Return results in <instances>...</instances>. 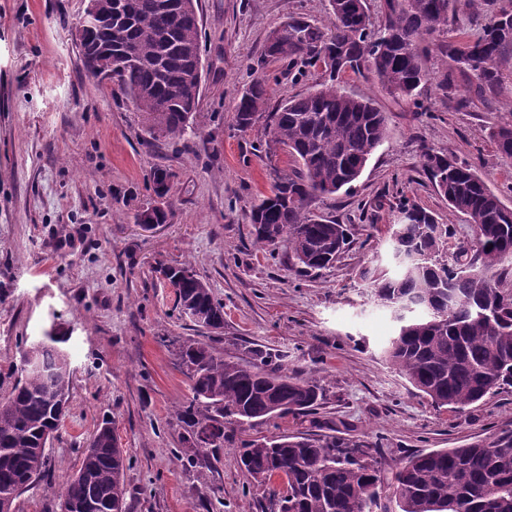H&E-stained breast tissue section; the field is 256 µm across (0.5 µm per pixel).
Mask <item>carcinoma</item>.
I'll return each mask as SVG.
<instances>
[{"instance_id":"obj_1","label":"carcinoma","mask_w":512,"mask_h":512,"mask_svg":"<svg viewBox=\"0 0 512 512\" xmlns=\"http://www.w3.org/2000/svg\"><path fill=\"white\" fill-rule=\"evenodd\" d=\"M488 0H386L377 30L366 0H329L331 19L319 27L291 18L269 38V60L322 69L331 83L290 97L265 111L268 85L255 80L240 95L235 126L245 132L264 124L258 152L276 173L270 194L248 216L257 245L271 252L282 244L306 270L336 261L348 229L308 210L311 199L349 188L359 179L387 134L386 113L353 96L336 80L366 65L394 97L411 98L428 80L424 59L428 38L460 11L479 14ZM495 7L469 39L441 47L452 66L440 85L448 110L461 109L455 74L491 90L499 83L496 60L512 49V0ZM84 48L106 62L94 75L118 85L135 103L146 131L156 140L182 137L198 97L193 59L200 55V20L192 0H118L112 21L84 33ZM498 152L512 158V125L490 132ZM299 164L278 174L280 153ZM422 167L448 208L466 216L475 238L460 244L448 261V225L414 204H403L394 245L416 249L421 259L396 273L368 270L374 296L393 313L398 330L384 350L386 359L438 409L461 411L490 394L512 387V208L502 203L466 161L431 149ZM168 266L176 306L182 316L210 326L224 325V305L203 280L178 279ZM38 364L26 371L10 395L0 400V512L35 486L48 455L44 435L58 430L62 413L54 396L70 395L67 355L56 346L36 349ZM192 399L177 409L189 440L205 449L224 447V424L240 429L274 418L301 415L322 399L319 385L288 371L267 353L241 363L216 354L204 340L179 347ZM284 408L270 409L271 398ZM242 469L253 479L277 475L287 492L279 512H373L379 489L393 488L399 512H512V429L492 433L459 448L411 455L385 479L371 446L333 434L279 435L241 442ZM126 459L117 448L112 423L104 422L82 450L80 466L66 482L69 512H126Z\"/></svg>"}]
</instances>
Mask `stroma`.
Returning a JSON list of instances; mask_svg holds the SVG:
<instances>
[{
  "label": "stroma",
  "mask_w": 512,
  "mask_h": 512,
  "mask_svg": "<svg viewBox=\"0 0 512 512\" xmlns=\"http://www.w3.org/2000/svg\"><path fill=\"white\" fill-rule=\"evenodd\" d=\"M84 0H0V399L20 377L24 349L47 333L61 336L74 370L68 412L48 449L36 488L13 512H55L68 476L98 425L111 421L127 458L128 512H273L281 478L248 479L241 439L318 433L363 440L383 471L405 457L454 448L512 427V389L463 412L437 411L384 358L396 333L390 310L361 276L394 270L385 232L401 203L417 204L448 224L449 249L472 240L464 215L450 212L422 169L430 148L472 162L512 207V159L492 129L512 122V52L500 81L481 90L467 76V101L449 111L435 78L448 64L439 49L465 41L477 15L459 13L432 39L431 76L416 99L396 98L368 68L339 82L388 115L387 137L351 191L320 197L312 212L345 224L350 243L329 268L299 272L287 245H255L248 214L272 179L256 145L261 128L233 125L251 80L270 79L269 106L321 81L301 66L263 59L268 36L290 17L330 21L329 0H198L202 84L194 130L153 140L132 100L90 76L74 37ZM174 174L170 216L146 231L135 216L153 200L155 167ZM189 265L224 305V327L180 317L160 265ZM208 336L224 358L249 362L257 352L314 377L324 397L312 413L246 431L194 468L175 410L191 396L178 348Z\"/></svg>",
  "instance_id": "stroma-1"
}]
</instances>
